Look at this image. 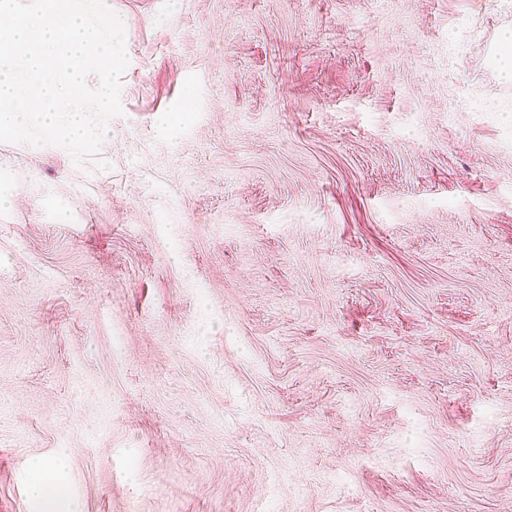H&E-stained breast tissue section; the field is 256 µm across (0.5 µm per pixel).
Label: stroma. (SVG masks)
<instances>
[{
    "mask_svg": "<svg viewBox=\"0 0 512 512\" xmlns=\"http://www.w3.org/2000/svg\"><path fill=\"white\" fill-rule=\"evenodd\" d=\"M108 4L97 155L0 143V512H512V5ZM498 50L494 57V64L499 79L505 83L512 82V29L510 27L501 31L497 38Z\"/></svg>",
    "mask_w": 512,
    "mask_h": 512,
    "instance_id": "1",
    "label": "stroma"
}]
</instances>
